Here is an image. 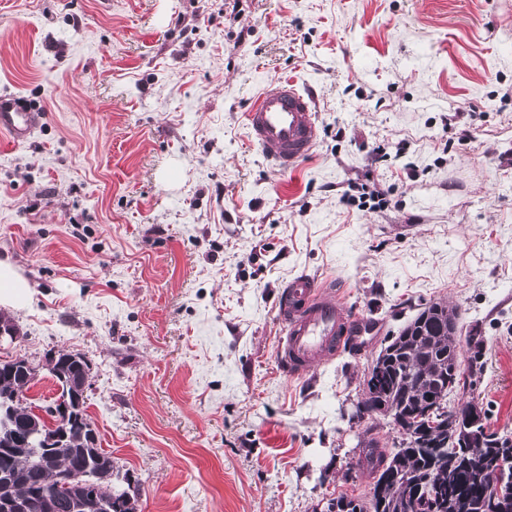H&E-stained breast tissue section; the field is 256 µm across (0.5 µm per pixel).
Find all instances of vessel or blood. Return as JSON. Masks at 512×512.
<instances>
[{
	"instance_id": "1",
	"label": "vessel or blood",
	"mask_w": 512,
	"mask_h": 512,
	"mask_svg": "<svg viewBox=\"0 0 512 512\" xmlns=\"http://www.w3.org/2000/svg\"><path fill=\"white\" fill-rule=\"evenodd\" d=\"M35 127L34 116L12 100L0 99V133L12 144L25 142ZM249 141L257 145L278 171L293 169L318 139L312 97L295 81L283 80L262 91L245 114ZM285 334L279 342V362L296 377L315 363L333 360L349 347L350 319L331 297L325 282L303 274L289 280L278 301Z\"/></svg>"
}]
</instances>
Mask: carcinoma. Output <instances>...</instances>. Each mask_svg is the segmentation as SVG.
I'll list each match as a JSON object with an SVG mask.
<instances>
[{"label":"carcinoma","instance_id":"obj_1","mask_svg":"<svg viewBox=\"0 0 512 512\" xmlns=\"http://www.w3.org/2000/svg\"><path fill=\"white\" fill-rule=\"evenodd\" d=\"M459 343L448 333V305L435 302L424 307L377 356L382 365L369 369L367 383L384 396L402 421L406 436L392 452L370 438L366 446L388 455L386 477L377 482L369 501L339 496L326 512H414L423 505V492L434 493L437 512H496L482 494V484L496 457L512 451V437L486 433L480 425L461 443L448 436V395L460 387ZM68 395L82 376L79 363L61 358L52 373ZM70 489L60 490L55 512H75L71 490L93 480L102 494L119 505L114 490L112 457L77 439L61 449ZM60 480L41 464V449L29 448L13 457L0 456V497L33 496L55 489Z\"/></svg>","mask_w":512,"mask_h":512}]
</instances>
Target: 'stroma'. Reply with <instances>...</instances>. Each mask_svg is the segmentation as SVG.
I'll return each mask as SVG.
<instances>
[{"mask_svg": "<svg viewBox=\"0 0 512 512\" xmlns=\"http://www.w3.org/2000/svg\"><path fill=\"white\" fill-rule=\"evenodd\" d=\"M295 80L319 138L291 172L244 114ZM0 256L32 306H0L58 398L48 353L91 364L87 413L137 512H324L370 497L364 375L425 304L478 332L461 350L486 430L512 435V0H0ZM384 146L386 155L374 150ZM383 207L346 203L348 186ZM336 281L371 323L355 352L284 374L277 299ZM35 128L32 112L15 107L12 99H0V133L9 136V143L19 145L25 142Z\"/></svg>", "mask_w": 512, "mask_h": 512, "instance_id": "stroma-1", "label": "stroma"}]
</instances>
